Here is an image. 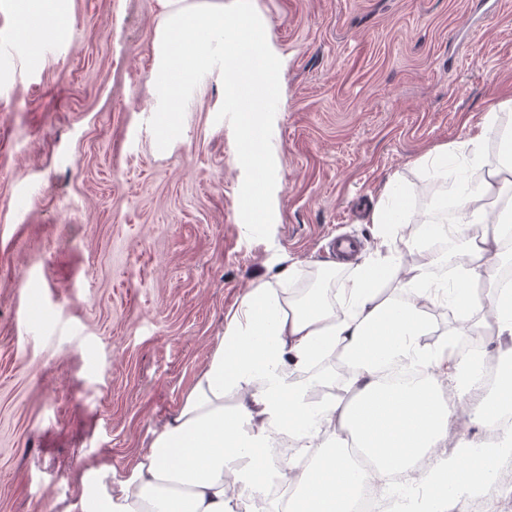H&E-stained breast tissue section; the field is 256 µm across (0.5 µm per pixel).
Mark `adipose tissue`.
<instances>
[{"label": "adipose tissue", "instance_id": "obj_1", "mask_svg": "<svg viewBox=\"0 0 512 512\" xmlns=\"http://www.w3.org/2000/svg\"><path fill=\"white\" fill-rule=\"evenodd\" d=\"M13 2L28 48L69 26V0ZM506 196L512 197V165L491 164L477 184L460 179L452 207L434 211L433 223L464 230L469 260L454 265L452 282L433 278L432 260L412 243V261L388 298L379 270L366 261L348 265L339 310L320 295L296 303L277 283L256 284L231 313L182 407L126 474H82L79 512H241L240 484L260 489L264 458L282 432L294 441L283 458L293 486L290 512H353L352 483H378L390 496L395 475L412 476L426 456L435 460L425 478L430 512H462L494 463L512 456V426L493 445L443 450L458 406L476 427L492 414L512 417V385L494 400L463 385L452 405L439 393L440 381L458 380L470 362L463 341L475 315L493 318L498 342H512V279L500 271L512 255V208L496 207ZM443 303L457 327L448 342L433 346L425 310ZM336 349L347 374H321L339 392L320 403L299 375ZM350 436L370 468L353 461Z\"/></svg>", "mask_w": 512, "mask_h": 512}]
</instances>
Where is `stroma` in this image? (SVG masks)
I'll use <instances>...</instances> for the list:
<instances>
[{"mask_svg": "<svg viewBox=\"0 0 512 512\" xmlns=\"http://www.w3.org/2000/svg\"><path fill=\"white\" fill-rule=\"evenodd\" d=\"M281 61L270 240L240 216L243 169L219 70L183 132L147 125L166 0H70L53 52L29 51L0 0V512H79L83 472L123 474L177 411L226 313L291 263L421 240L430 150L512 129V0H252ZM501 104L506 126L481 129ZM399 181L393 224L371 221Z\"/></svg>", "mask_w": 512, "mask_h": 512, "instance_id": "1", "label": "stroma"}]
</instances>
